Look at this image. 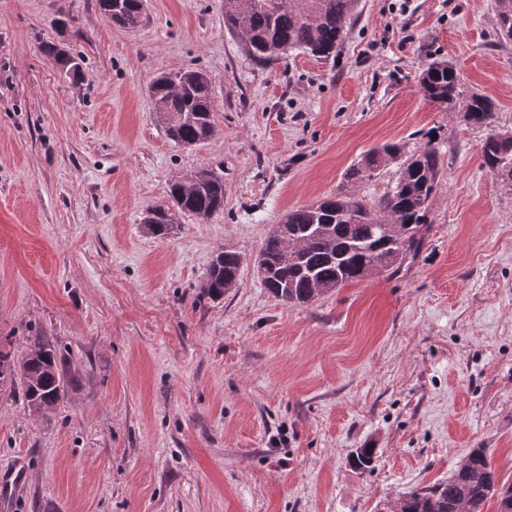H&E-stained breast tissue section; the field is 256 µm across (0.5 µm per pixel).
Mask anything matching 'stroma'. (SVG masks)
Masks as SVG:
<instances>
[{
	"label": "stroma",
	"instance_id": "stroma-1",
	"mask_svg": "<svg viewBox=\"0 0 512 512\" xmlns=\"http://www.w3.org/2000/svg\"><path fill=\"white\" fill-rule=\"evenodd\" d=\"M132 29L98 0H0V347L54 346L51 416L0 384V512H382L475 448L512 483V191L481 165L512 131V40L495 0H357L335 59L254 61L224 0H146ZM79 58L68 74L44 56ZM495 103L468 123L423 96L427 58ZM199 70L217 133L169 140L147 87ZM432 146L419 256L290 306L255 258L289 210L335 193L373 147ZM209 169L223 211L150 234L171 180ZM235 288L200 294L217 251ZM372 470L354 467L359 448Z\"/></svg>",
	"mask_w": 512,
	"mask_h": 512
}]
</instances>
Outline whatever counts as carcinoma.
<instances>
[{
    "label": "carcinoma",
    "mask_w": 512,
    "mask_h": 512,
    "mask_svg": "<svg viewBox=\"0 0 512 512\" xmlns=\"http://www.w3.org/2000/svg\"><path fill=\"white\" fill-rule=\"evenodd\" d=\"M496 22L502 38L512 39V0H496ZM113 23L135 28L143 21V0H98ZM356 0H224V26L244 28L250 39L248 52L259 62L278 58L275 51L302 49L329 59L347 35ZM47 57L70 71V62L56 44L44 48ZM420 90L450 111L467 102L469 123L487 126L495 105L488 96L467 94L457 69L432 59L422 71ZM150 96L162 103L166 135L180 146H197L216 132L211 83L198 70L176 71L156 77ZM400 156L395 186L370 207L357 195V187L393 155ZM482 167L512 189V132L489 134L480 148ZM438 175L437 153L427 148L410 156L396 143L372 149L345 173L336 194L288 212L276 225L256 259L260 283L268 293L290 305L308 304L349 283L386 272L398 274L415 260L430 229V201ZM171 204L148 211L146 226L157 237L168 236L178 213L207 219L224 210V180L209 170L190 180L174 179L169 186ZM239 253L226 246L211 260L203 293L224 296L239 278ZM19 381L29 407L50 415L63 392V374L56 349L40 336L29 337L27 355L15 359L0 348V383ZM362 470L372 468L374 449L359 448L351 459ZM497 498V512H512V483L496 486L485 448L473 449L448 480L398 498L391 512H483L488 499Z\"/></svg>",
    "instance_id": "obj_1"
}]
</instances>
